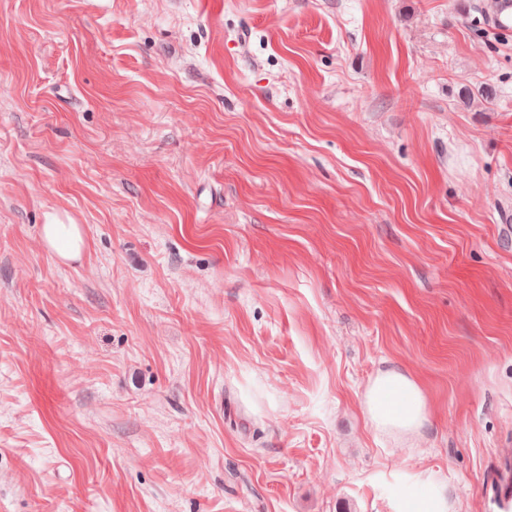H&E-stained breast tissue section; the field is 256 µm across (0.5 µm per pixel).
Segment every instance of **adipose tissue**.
Wrapping results in <instances>:
<instances>
[{
  "mask_svg": "<svg viewBox=\"0 0 512 512\" xmlns=\"http://www.w3.org/2000/svg\"><path fill=\"white\" fill-rule=\"evenodd\" d=\"M42 238L60 260L77 258L85 244L79 224H46ZM362 406L374 429L407 436L418 432L428 421L427 402L418 382L409 374L390 369L378 374L367 386Z\"/></svg>",
  "mask_w": 512,
  "mask_h": 512,
  "instance_id": "obj_1",
  "label": "adipose tissue"
}]
</instances>
